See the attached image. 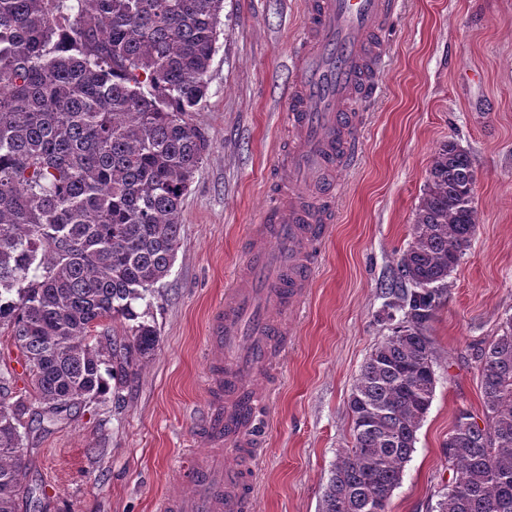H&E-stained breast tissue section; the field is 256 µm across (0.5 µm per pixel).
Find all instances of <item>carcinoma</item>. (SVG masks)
<instances>
[{"label":"carcinoma","mask_w":512,"mask_h":512,"mask_svg":"<svg viewBox=\"0 0 512 512\" xmlns=\"http://www.w3.org/2000/svg\"><path fill=\"white\" fill-rule=\"evenodd\" d=\"M223 12L224 0H0V326L41 422L105 395L158 346L134 304L174 264L210 147L187 115L207 96ZM475 183L471 153L442 144L386 291L405 316L356 378L351 446L321 512H388L435 394L426 322L475 236ZM120 318L136 322L126 336H93ZM501 331L478 355L483 423L460 411L443 444L459 476L436 512H512V316ZM27 411L0 402V512H16Z\"/></svg>","instance_id":"carcinoma-1"}]
</instances>
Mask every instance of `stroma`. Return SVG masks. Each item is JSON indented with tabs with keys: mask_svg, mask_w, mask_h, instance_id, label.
<instances>
[{
	"mask_svg": "<svg viewBox=\"0 0 512 512\" xmlns=\"http://www.w3.org/2000/svg\"><path fill=\"white\" fill-rule=\"evenodd\" d=\"M303 2L224 0L207 102L188 115L210 148L184 202L175 262L137 305L159 345L132 370L121 401L105 395L49 433L24 434L18 512H154L156 499L179 490L175 466L208 399L211 310L286 177L281 150L293 133L280 107L296 81ZM387 38L379 94L358 112L360 158L330 176L336 220L262 379L269 402L254 512H319L350 444L353 385L390 333L382 287L412 240L443 143L474 158L477 231L428 323L435 395L389 512H434L447 492L455 473L442 445L459 411L483 415L477 356L512 316V0H400ZM19 358L1 331L0 376L13 397L37 403Z\"/></svg>",
	"mask_w": 512,
	"mask_h": 512,
	"instance_id": "1",
	"label": "stroma"
}]
</instances>
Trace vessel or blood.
<instances>
[{"mask_svg":"<svg viewBox=\"0 0 512 512\" xmlns=\"http://www.w3.org/2000/svg\"><path fill=\"white\" fill-rule=\"evenodd\" d=\"M398 0H306L308 23L294 55L295 85L282 110L296 138L289 145L290 176L315 186L309 201L292 196L268 207L256 236H273L277 250L252 247L248 269L238 272L229 299L212 314L209 346L218 347L208 378L207 407L196 438L208 451H188L178 473L184 493L164 497L159 512H251L256 450L262 436L256 414L268 399L253 381L280 351L284 312L301 301L314 266V247L334 221L332 190L318 181L334 163L354 165L360 155L356 107L379 87L375 64L381 34ZM232 451L234 463L224 461Z\"/></svg>","mask_w":512,"mask_h":512,"instance_id":"obj_1","label":"vessel or blood"}]
</instances>
